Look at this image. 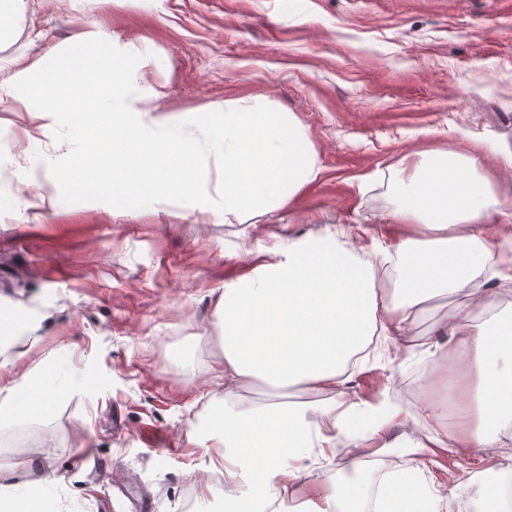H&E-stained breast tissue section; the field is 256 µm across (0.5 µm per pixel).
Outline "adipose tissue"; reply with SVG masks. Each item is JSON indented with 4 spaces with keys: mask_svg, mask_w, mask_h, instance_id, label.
Masks as SVG:
<instances>
[{
    "mask_svg": "<svg viewBox=\"0 0 512 512\" xmlns=\"http://www.w3.org/2000/svg\"><path fill=\"white\" fill-rule=\"evenodd\" d=\"M112 64L102 92L109 112L85 102L81 71L91 52ZM136 70L127 48L97 28L44 57L37 84L27 67L16 66L0 80V102H22L35 123L37 139L59 122H77L86 134L79 165L97 162V136L112 138V175L87 184L114 210L137 216L143 206H181L202 219L243 224L286 209L319 172V154L289 112L268 101L240 98L182 118L136 105L128 93ZM203 129L212 149L188 133ZM220 154L222 177L210 193V161ZM472 155L409 153L397 171L412 170L398 184L397 226L419 224L421 236L401 235L390 246L365 244L342 228L289 240L236 280L225 284L216 302L223 326L221 358L212 382L224 390V404L208 419L210 440L224 455L225 512H357L364 496L354 482L334 483L314 475L302 462L325 456L354 417L370 420L381 434L401 408L389 400L349 397L351 359L373 342L400 346L409 336L421 304L429 297L482 286L487 319L468 311L447 317L442 333L454 353L427 376L431 385H450L459 418L448 425L441 400L425 397L418 410L425 434L416 445L473 455L485 448L512 447V322L496 315L489 282L512 279V223L502 220L490 187L475 172ZM510 242L494 253L487 234ZM257 386L277 401L245 403ZM291 390L319 397L315 409L285 403ZM63 394L62 373L48 371L9 387L0 399V425L49 416ZM53 450L33 452L35 466L23 479L0 483V512H58L53 472L44 467ZM466 489L490 512H512V463L493 481L450 478L447 490ZM440 493L420 490L416 468L386 476L374 497V512H438Z\"/></svg>",
    "mask_w": 512,
    "mask_h": 512,
    "instance_id": "obj_1",
    "label": "adipose tissue"
}]
</instances>
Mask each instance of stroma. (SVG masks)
I'll return each instance as SVG.
<instances>
[{
	"label": "stroma",
	"mask_w": 512,
	"mask_h": 512,
	"mask_svg": "<svg viewBox=\"0 0 512 512\" xmlns=\"http://www.w3.org/2000/svg\"><path fill=\"white\" fill-rule=\"evenodd\" d=\"M11 13L0 76L94 25L139 58L131 91L143 108L182 115L261 97L293 113L322 171L283 210L282 237L378 229L397 206L394 165L409 151L477 155L478 177L512 213V0H14ZM30 121L20 104L0 103V334L37 339L0 370V386L29 370L66 372L56 412L31 424L35 443L56 448L48 466L62 512H130L136 493L151 512H224L211 469L222 450L203 433L221 395L211 383L215 303L246 272L244 250L274 241L264 225L203 223L187 209L114 216L111 203L73 189L83 132L64 123L30 141ZM22 171L32 179L23 194ZM41 193L53 205L29 221ZM481 308L468 289L431 297L405 347L356 365V392L404 413L360 457L339 438L319 476L375 489L417 465L429 490L452 475L486 477L505 449L465 459L409 448L423 433L421 398L400 390L433 365L421 344L436 325ZM190 419L200 428L192 439Z\"/></svg>",
	"instance_id": "35a3bbf8"
}]
</instances>
